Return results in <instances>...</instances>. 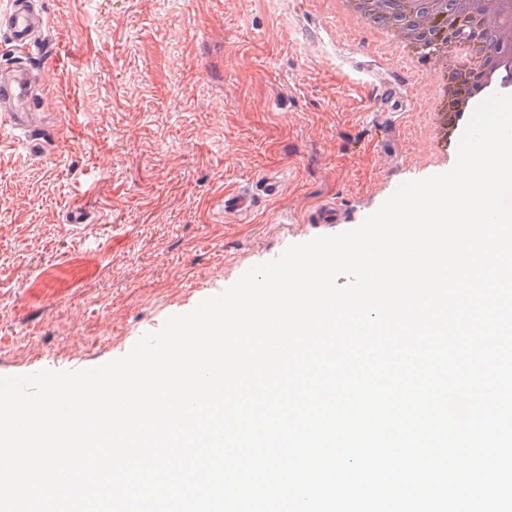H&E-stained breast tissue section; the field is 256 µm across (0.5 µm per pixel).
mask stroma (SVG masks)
I'll return each mask as SVG.
<instances>
[{
	"label": "stroma",
	"instance_id": "1",
	"mask_svg": "<svg viewBox=\"0 0 512 512\" xmlns=\"http://www.w3.org/2000/svg\"><path fill=\"white\" fill-rule=\"evenodd\" d=\"M30 120L0 152V376L126 355L271 253L359 226L394 182L449 171L432 79L313 0H39ZM407 94L373 113L379 88ZM281 174L244 219L225 190ZM328 199L341 217L320 224Z\"/></svg>",
	"mask_w": 512,
	"mask_h": 512
}]
</instances>
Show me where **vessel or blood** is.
Listing matches in <instances>:
<instances>
[{
    "label": "vessel or blood",
    "mask_w": 512,
    "mask_h": 512,
    "mask_svg": "<svg viewBox=\"0 0 512 512\" xmlns=\"http://www.w3.org/2000/svg\"><path fill=\"white\" fill-rule=\"evenodd\" d=\"M33 0H10L0 9V29L5 30L10 43L26 57L38 58L46 52L42 35L48 27L47 16L33 10ZM30 75L19 67L8 72L0 70V123L19 147H27L26 134L30 129L26 105L29 97ZM276 195L277 179L269 176L262 181L259 191L237 190L224 196V211L245 214L252 210L256 193Z\"/></svg>",
    "instance_id": "1"
}]
</instances>
